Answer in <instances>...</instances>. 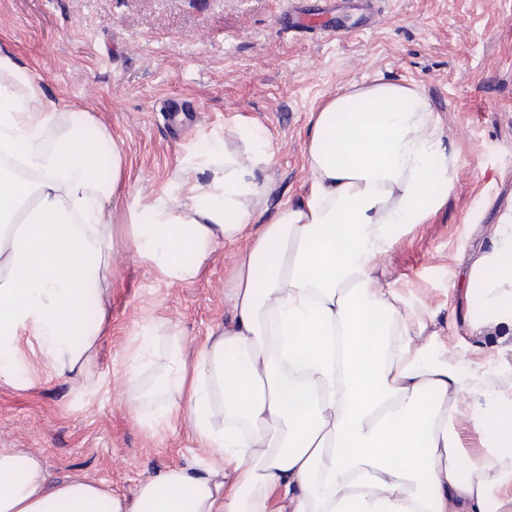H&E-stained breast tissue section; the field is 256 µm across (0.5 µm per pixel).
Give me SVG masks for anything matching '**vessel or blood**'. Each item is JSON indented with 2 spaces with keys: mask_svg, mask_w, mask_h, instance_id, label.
<instances>
[{
  "mask_svg": "<svg viewBox=\"0 0 512 512\" xmlns=\"http://www.w3.org/2000/svg\"><path fill=\"white\" fill-rule=\"evenodd\" d=\"M290 2L292 7L288 11V20L284 23L282 30L291 36L308 32L330 36L339 29L353 33L373 22L372 14L364 12L361 13L358 22L341 24V17L352 8L350 0H319L317 7L313 9L300 6L299 0H290Z\"/></svg>",
  "mask_w": 512,
  "mask_h": 512,
  "instance_id": "obj_1",
  "label": "vessel or blood"
}]
</instances>
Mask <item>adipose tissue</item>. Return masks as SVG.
Masks as SVG:
<instances>
[{
  "label": "adipose tissue",
  "instance_id": "adipose-tissue-1",
  "mask_svg": "<svg viewBox=\"0 0 512 512\" xmlns=\"http://www.w3.org/2000/svg\"><path fill=\"white\" fill-rule=\"evenodd\" d=\"M61 108L0 53V378L17 363L89 382L107 331L116 239L79 151L82 113L49 141ZM419 85L353 84L312 116L309 187L252 236L270 194V140L250 119L188 163L169 196L131 214L124 239L164 278L195 279L219 243L242 244L232 316L186 365L169 352L154 385L127 379L134 415L161 406L209 451L117 495L56 479L40 457L0 449V512H512V378L482 348H447L373 275L405 229L453 192L456 157ZM471 331L512 335V202L471 255ZM97 319L83 320L86 298ZM469 425L480 454L467 458Z\"/></svg>",
  "mask_w": 512,
  "mask_h": 512
}]
</instances>
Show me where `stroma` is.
<instances>
[{
	"label": "stroma",
	"instance_id": "obj_1",
	"mask_svg": "<svg viewBox=\"0 0 512 512\" xmlns=\"http://www.w3.org/2000/svg\"><path fill=\"white\" fill-rule=\"evenodd\" d=\"M380 20L357 37L284 38L288 0H0V51L46 100L101 119L129 169L112 201L116 236L131 207L171 191L189 158L240 117L260 123L275 152L264 173L271 219L308 186L311 114L342 88L376 77L422 86L457 154L444 205L409 226L376 261L384 281L424 314L446 345L468 337L466 253L485 246L512 198V0H379ZM233 245H218L191 282L162 278L134 251L112 254V324L85 386L17 365L0 379V448L38 454L53 475L119 494L167 466L203 459L184 424L149 429L126 404L131 353L167 323L185 362L231 315Z\"/></svg>",
	"mask_w": 512,
	"mask_h": 512
}]
</instances>
